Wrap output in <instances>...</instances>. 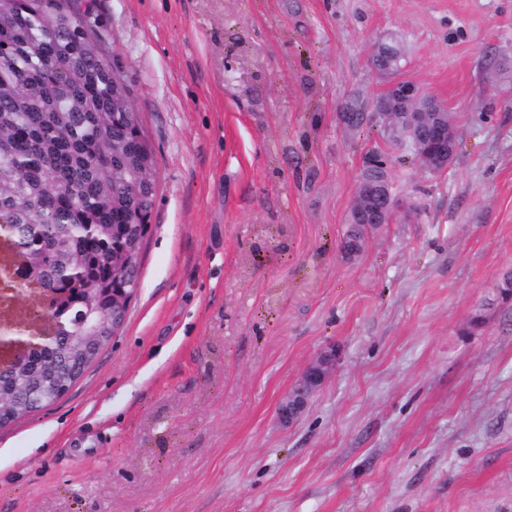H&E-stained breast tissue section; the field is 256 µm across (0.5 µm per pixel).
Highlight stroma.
Here are the masks:
<instances>
[{"label":"stroma","mask_w":512,"mask_h":512,"mask_svg":"<svg viewBox=\"0 0 512 512\" xmlns=\"http://www.w3.org/2000/svg\"><path fill=\"white\" fill-rule=\"evenodd\" d=\"M96 2L152 226L119 332L0 428V512H512V0ZM383 38L452 117L444 170L342 117ZM375 156L407 207L347 259ZM335 364L336 351L330 349L318 354L304 368L299 380L279 403L278 414L285 424H291L301 416L309 399L324 384Z\"/></svg>","instance_id":"obj_1"}]
</instances>
